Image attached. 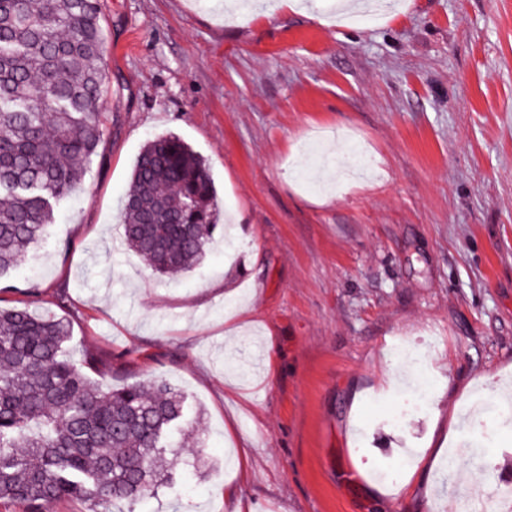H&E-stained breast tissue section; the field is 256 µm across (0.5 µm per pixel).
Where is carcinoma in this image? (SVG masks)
I'll list each match as a JSON object with an SVG mask.
<instances>
[{
	"mask_svg": "<svg viewBox=\"0 0 512 512\" xmlns=\"http://www.w3.org/2000/svg\"><path fill=\"white\" fill-rule=\"evenodd\" d=\"M97 0H0V275L79 189L105 131L109 93ZM122 209L128 248L162 275L185 272L220 228L205 160L175 135L147 141ZM69 325L0 309V504L88 512L174 487L165 460L186 399L162 378L114 387L67 358Z\"/></svg>",
	"mask_w": 512,
	"mask_h": 512,
	"instance_id": "obj_1",
	"label": "carcinoma"
}]
</instances>
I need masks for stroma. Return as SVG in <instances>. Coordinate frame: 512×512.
Wrapping results in <instances>:
<instances>
[{
  "label": "stroma",
  "instance_id": "stroma-1",
  "mask_svg": "<svg viewBox=\"0 0 512 512\" xmlns=\"http://www.w3.org/2000/svg\"><path fill=\"white\" fill-rule=\"evenodd\" d=\"M334 2L99 0L100 154L0 306L63 316L73 362L97 355L117 387L164 378L200 411L198 465L135 512L491 507L482 463L442 474L472 401L512 386V0L358 20ZM170 133L228 225L173 277L122 241L136 158ZM420 339L422 365L394 355ZM422 379L426 409L390 428Z\"/></svg>",
  "mask_w": 512,
  "mask_h": 512
}]
</instances>
